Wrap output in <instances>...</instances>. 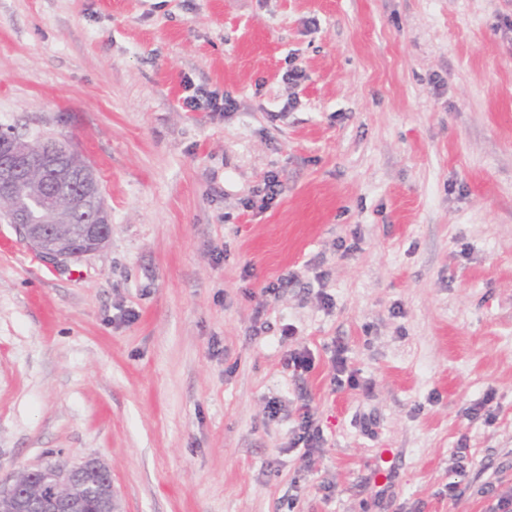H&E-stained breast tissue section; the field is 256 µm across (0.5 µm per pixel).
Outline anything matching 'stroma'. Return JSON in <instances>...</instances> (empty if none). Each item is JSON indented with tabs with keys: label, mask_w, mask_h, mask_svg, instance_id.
Segmentation results:
<instances>
[{
	"label": "stroma",
	"mask_w": 512,
	"mask_h": 512,
	"mask_svg": "<svg viewBox=\"0 0 512 512\" xmlns=\"http://www.w3.org/2000/svg\"><path fill=\"white\" fill-rule=\"evenodd\" d=\"M507 17L0 0V127L77 151L112 215L104 248L59 267L0 219V476L94 458L119 512L512 500ZM188 82L231 110H186ZM340 346L358 387L334 384ZM314 414L312 413L311 407L307 403H303L298 408V418L300 420V429L303 430L302 435L298 437L297 443L300 441L306 442L305 448L307 451L303 454V458L307 460V464H311V449L314 448L312 443L320 438V429L318 427L313 428L314 425Z\"/></svg>",
	"instance_id": "35a3bbf8"
}]
</instances>
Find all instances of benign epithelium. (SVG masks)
<instances>
[{
    "label": "benign epithelium",
    "instance_id": "obj_1",
    "mask_svg": "<svg viewBox=\"0 0 512 512\" xmlns=\"http://www.w3.org/2000/svg\"><path fill=\"white\" fill-rule=\"evenodd\" d=\"M32 185L47 201L36 216L14 205L15 191ZM100 181L76 157L57 155L50 141H26L0 131V215L45 262L63 264L92 254L112 235L109 211L100 206ZM80 217L74 226L69 220ZM115 512L112 471L96 459L29 468L0 478V512Z\"/></svg>",
    "mask_w": 512,
    "mask_h": 512
}]
</instances>
